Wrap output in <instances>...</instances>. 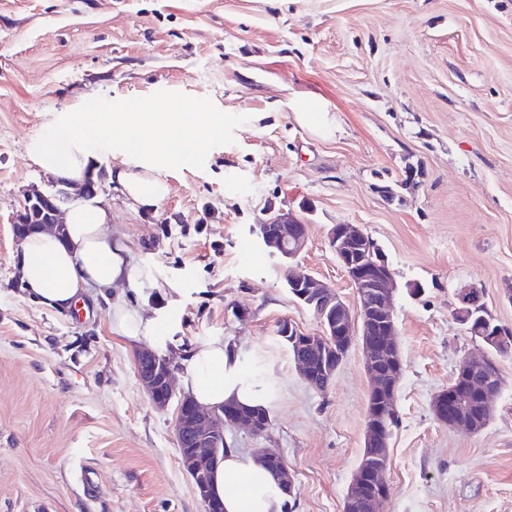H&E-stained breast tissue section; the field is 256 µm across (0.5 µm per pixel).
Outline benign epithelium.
<instances>
[{
    "label": "benign epithelium",
    "instance_id": "obj_1",
    "mask_svg": "<svg viewBox=\"0 0 512 512\" xmlns=\"http://www.w3.org/2000/svg\"><path fill=\"white\" fill-rule=\"evenodd\" d=\"M48 200L45 192L32 191L24 196L21 210L13 221V233L19 235L30 207ZM258 239L285 260L295 259L307 243V225L291 213H281L259 225ZM329 242L338 264L355 288L359 303L354 311L320 279L305 270L288 273V287L295 297L315 306L323 334L302 332L289 321L280 324L281 335L289 337V350L307 379L314 369L327 377L343 362L354 341H359L371 379V391L365 419V444L362 459L344 498L343 512H379L390 489L384 479L389 463L390 435L383 422L399 420L397 393L402 378V360L395 328L392 301L397 291L395 273L374 240L359 224H334ZM485 309L475 287L463 289L457 297L455 319L469 326L472 318ZM486 347H505L512 341V330L491 324L476 330ZM137 375L153 404L168 405L174 396L172 361L158 360L155 352L137 355ZM500 371L493 358L462 359L448 388L433 400L435 418L450 426H464L477 431L479 426L468 415L462 396L467 390L487 409L494 408L499 393ZM243 425L257 432L255 417L243 412L234 402L220 410L205 411L189 396L180 399L176 421V440L183 468L201 496L205 512H223L219 501L208 494V480L224 447V429ZM257 460L276 472L283 487L293 488V479L284 459L275 453L260 452Z\"/></svg>",
    "mask_w": 512,
    "mask_h": 512
}]
</instances>
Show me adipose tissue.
<instances>
[{
  "label": "adipose tissue",
  "instance_id": "1",
  "mask_svg": "<svg viewBox=\"0 0 512 512\" xmlns=\"http://www.w3.org/2000/svg\"><path fill=\"white\" fill-rule=\"evenodd\" d=\"M81 114L52 136L31 137L29 158L43 170L79 180L90 165V144L119 140L124 157L110 179L137 211L156 207L168 194L162 170L201 153L219 131L216 113L198 102L162 112L114 115L87 101ZM65 221L62 234L37 230L22 241L17 258L27 296L63 313L93 292L109 300L115 334L132 342L156 339L155 319L126 300L139 293L147 274L134 264L125 235L112 231L109 210L96 198L75 197L66 207ZM177 358L186 367L182 387L199 404L218 408L233 400L247 408L266 407L263 391L242 374L240 353L223 341L178 343ZM211 492L224 512H282L285 501L275 474L233 449L215 468Z\"/></svg>",
  "mask_w": 512,
  "mask_h": 512
}]
</instances>
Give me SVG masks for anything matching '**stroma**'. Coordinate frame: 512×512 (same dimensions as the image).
<instances>
[{"mask_svg": "<svg viewBox=\"0 0 512 512\" xmlns=\"http://www.w3.org/2000/svg\"><path fill=\"white\" fill-rule=\"evenodd\" d=\"M304 96L327 103L334 136L295 121ZM89 97L114 114H219L156 208L132 211L108 179L98 198L150 273L131 304L146 300L162 335L223 339L262 384L268 430L225 436L283 456V512H343L370 389L359 348L318 391L277 334L322 331L253 232L288 211L308 226L297 265L349 305L332 225H361L395 272L403 378L382 512H512V355L483 430L431 411L459 362L487 352L456 321L457 293L482 288L512 329V0H0V512H204L177 406L155 408L137 376L150 341L112 333L104 299L61 314L21 289L12 221L55 179L26 144Z\"/></svg>", "mask_w": 512, "mask_h": 512, "instance_id": "35a3bbf8", "label": "stroma"}]
</instances>
